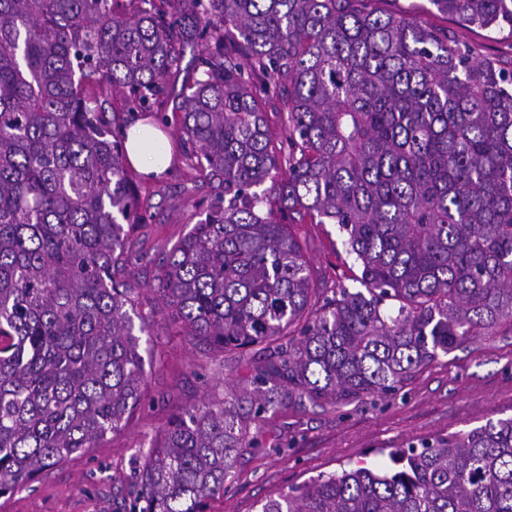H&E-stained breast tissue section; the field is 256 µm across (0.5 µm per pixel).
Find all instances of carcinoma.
I'll list each match as a JSON object with an SVG mask.
<instances>
[{
	"label": "carcinoma",
	"mask_w": 512,
	"mask_h": 512,
	"mask_svg": "<svg viewBox=\"0 0 512 512\" xmlns=\"http://www.w3.org/2000/svg\"><path fill=\"white\" fill-rule=\"evenodd\" d=\"M118 2L0 0V497L121 430L152 298L204 354L261 357L247 388L173 417L121 501L203 512L265 447L263 414L394 394L512 322V60L378 0ZM428 2L512 34V0ZM195 43L179 151L215 194L148 298L123 280L145 220L126 129L168 122V76ZM307 218L338 226L362 289L320 288L290 231ZM388 457L259 512H512V419Z\"/></svg>",
	"instance_id": "1"
}]
</instances>
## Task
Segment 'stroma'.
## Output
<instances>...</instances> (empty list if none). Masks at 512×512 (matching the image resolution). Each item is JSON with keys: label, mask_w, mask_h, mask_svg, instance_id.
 <instances>
[{"label": "stroma", "mask_w": 512, "mask_h": 512, "mask_svg": "<svg viewBox=\"0 0 512 512\" xmlns=\"http://www.w3.org/2000/svg\"><path fill=\"white\" fill-rule=\"evenodd\" d=\"M383 9L412 14L449 29L476 47L478 57L512 58V37L464 28L435 13L428 0H382ZM147 221L131 242L136 259L131 282L153 285L157 264L173 243L200 219L202 203L214 194L180 156H172L156 179H139ZM293 233L324 287L356 288L360 269L348 256L334 224H297ZM145 405L108 436L69 464L52 468L35 483L0 498V512H118V490L128 488L135 467L173 414L224 397L245 371L236 359L224 367L172 328L142 342ZM512 418V323L504 321L415 373L397 393L366 397L348 405H294L268 413L257 423L264 448L239 457L224 494L211 497L205 512H258L261 502L323 472L357 465L389 467L388 449Z\"/></svg>", "instance_id": "35a3bbf8"}]
</instances>
